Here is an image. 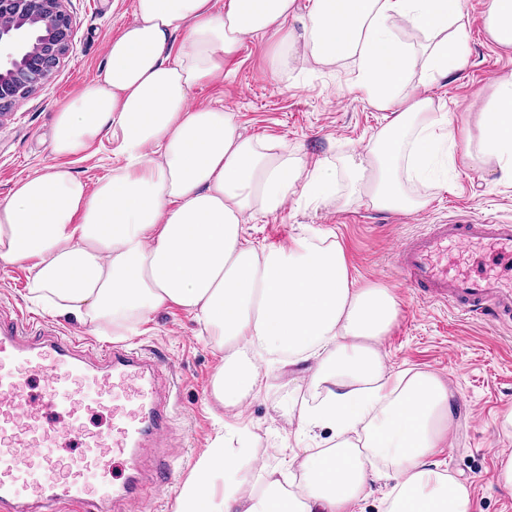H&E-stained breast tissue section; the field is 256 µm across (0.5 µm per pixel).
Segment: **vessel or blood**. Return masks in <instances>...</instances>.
<instances>
[{
  "label": "vessel or blood",
  "instance_id": "b4317fda",
  "mask_svg": "<svg viewBox=\"0 0 512 512\" xmlns=\"http://www.w3.org/2000/svg\"><path fill=\"white\" fill-rule=\"evenodd\" d=\"M457 245L498 263L449 275ZM398 264L420 297L472 318L512 320V223L427 225L399 249ZM171 380L160 353L0 316V512H108L113 501L160 494L172 481L166 464L131 468L120 485L112 465L170 434ZM90 414L106 415L107 430L88 429Z\"/></svg>",
  "mask_w": 512,
  "mask_h": 512
}]
</instances>
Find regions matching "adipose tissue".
Returning <instances> with one entry per match:
<instances>
[{
	"mask_svg": "<svg viewBox=\"0 0 512 512\" xmlns=\"http://www.w3.org/2000/svg\"><path fill=\"white\" fill-rule=\"evenodd\" d=\"M135 11L103 69L55 113L53 163L0 199V267L26 266L34 305L96 331L121 334L174 305L193 313L220 339L212 397L226 410L261 385L251 354L315 360L326 397L304 424L332 429L337 443L304 453L297 490L254 467L247 428L232 425L198 459L175 512H351L380 475L377 458L395 480L387 512H470L467 486L433 461L448 442L447 385L428 372L391 375L377 349L394 296L356 285L338 241L312 233L260 249L242 236L255 212L295 192L329 200L324 167L244 136L232 113L190 104L244 36L299 18L303 60L354 59L357 85L390 115L378 144L348 164L352 194L423 208L399 173L421 177L447 134L405 77L421 65L426 86L465 67L464 0H311L304 14L298 0H135ZM403 23L423 34L420 49L399 38ZM478 128L482 152L512 181V75ZM105 134L119 163L91 188L66 161Z\"/></svg>",
	"mask_w": 512,
	"mask_h": 512,
	"instance_id": "ef3b65f1",
	"label": "adipose tissue"
}]
</instances>
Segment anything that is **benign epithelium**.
<instances>
[{
    "instance_id": "benign-epithelium-1",
    "label": "benign epithelium",
    "mask_w": 512,
    "mask_h": 512,
    "mask_svg": "<svg viewBox=\"0 0 512 512\" xmlns=\"http://www.w3.org/2000/svg\"><path fill=\"white\" fill-rule=\"evenodd\" d=\"M64 0H0V118L54 74L72 45Z\"/></svg>"
}]
</instances>
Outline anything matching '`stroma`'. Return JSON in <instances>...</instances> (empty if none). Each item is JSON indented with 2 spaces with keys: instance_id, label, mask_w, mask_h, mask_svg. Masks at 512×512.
I'll return each instance as SVG.
<instances>
[{
  "instance_id": "stroma-1",
  "label": "stroma",
  "mask_w": 512,
  "mask_h": 512,
  "mask_svg": "<svg viewBox=\"0 0 512 512\" xmlns=\"http://www.w3.org/2000/svg\"><path fill=\"white\" fill-rule=\"evenodd\" d=\"M489 0H467L463 44L467 64L417 94L433 100L445 114L446 129L457 145L439 153L432 165L448 188L414 182L410 188L427 197V205L406 213L375 208L368 198L349 195L350 157L374 145L384 123L366 95L353 82V63L333 66L296 62L288 76L273 67L289 33L300 25L291 20L264 38L244 37L236 58L223 77L196 89L192 106H210L233 113L241 132L284 144L300 152L308 164L327 163L334 171V194L323 204L293 197L279 211L255 213L244 226L253 243L285 246L309 230H320L338 241L353 278L361 285L389 289L398 302L395 321L379 345L388 369L396 375L432 372L453 394L448 445L436 455L440 469L464 483L472 512H512V490L498 483L502 457L512 455V437L500 434L505 412L512 410V324L470 320L451 308L420 300L395 263L401 246L425 225L475 220L512 221V182L501 180L496 161L478 144H465V133L477 130L481 112L493 103L504 75L512 74V46L496 43L487 30ZM73 21L68 56L56 73L16 112L0 118V199L14 184L53 161L50 142L57 109L71 100L104 65L106 44L135 20V0H65ZM113 145L102 137L85 155L66 164L88 184L114 163ZM28 271L16 265L0 269V305L18 308L77 338L92 336L91 328L36 310L26 298ZM146 350H163L166 364L179 384L171 440L165 450L173 481L164 494L138 503H122L123 512H174L178 491L197 460L219 432L212 380L221 362L217 337L209 335L194 316L172 307L124 336L100 337ZM255 362L264 378L261 391L243 406V425L251 431L250 446L258 464L277 470L283 479L297 473L295 460L305 448H327L333 433L315 430L305 439L302 418L312 401L323 399L309 365L283 367L275 356Z\"/></svg>"
}]
</instances>
